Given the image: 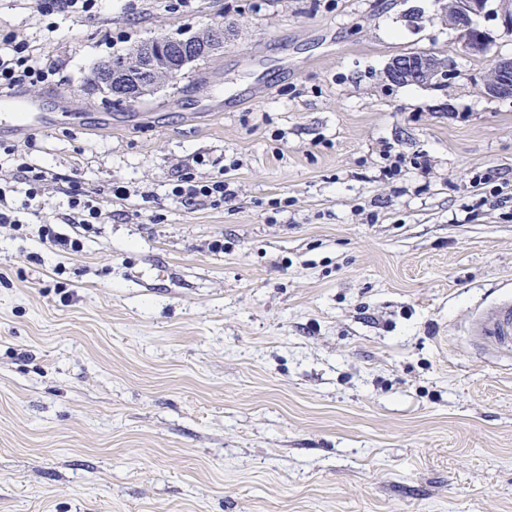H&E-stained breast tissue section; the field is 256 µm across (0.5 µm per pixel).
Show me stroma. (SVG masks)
Masks as SVG:
<instances>
[{"label": "stroma", "mask_w": 512, "mask_h": 512, "mask_svg": "<svg viewBox=\"0 0 512 512\" xmlns=\"http://www.w3.org/2000/svg\"><path fill=\"white\" fill-rule=\"evenodd\" d=\"M439 0H106L46 33L0 0V38L59 69L25 90L54 120L0 145L61 182L133 189L79 251L0 226V512H512V99L484 95L512 32ZM224 25V49L135 103L102 60ZM452 77L394 85L396 56ZM403 156L382 175L385 152ZM236 197L186 205L178 169ZM493 172L492 182L480 176ZM224 248L211 250L214 240ZM488 0H453L451 10L447 5L441 17L448 26L457 32L463 48L471 55H484L489 48L488 34L473 27L470 20L474 16L490 13L501 22L504 29L512 31V1L496 0V7L487 10ZM483 336L502 346H512V310L501 311L482 330Z\"/></svg>", "instance_id": "stroma-1"}]
</instances>
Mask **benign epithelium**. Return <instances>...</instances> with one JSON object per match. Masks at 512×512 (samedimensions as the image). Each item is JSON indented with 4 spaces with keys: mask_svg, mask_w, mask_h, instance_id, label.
I'll return each mask as SVG.
<instances>
[{
    "mask_svg": "<svg viewBox=\"0 0 512 512\" xmlns=\"http://www.w3.org/2000/svg\"><path fill=\"white\" fill-rule=\"evenodd\" d=\"M491 13L504 29L512 31V0H496L488 9V0H453L451 10L441 14L448 26L457 32L463 48L471 55L488 51V34L471 25L480 14ZM224 47V26L209 25L189 40L160 36L141 44L133 57L120 62L112 59L97 65L92 88L109 97L136 102L151 95L165 83L175 79L188 65L200 57H209ZM386 78L399 85L441 84L449 79L445 60L427 53L398 56L387 66ZM484 93L492 98H512V58L495 60L483 81Z\"/></svg>",
    "mask_w": 512,
    "mask_h": 512,
    "instance_id": "1",
    "label": "benign epithelium"
}]
</instances>
